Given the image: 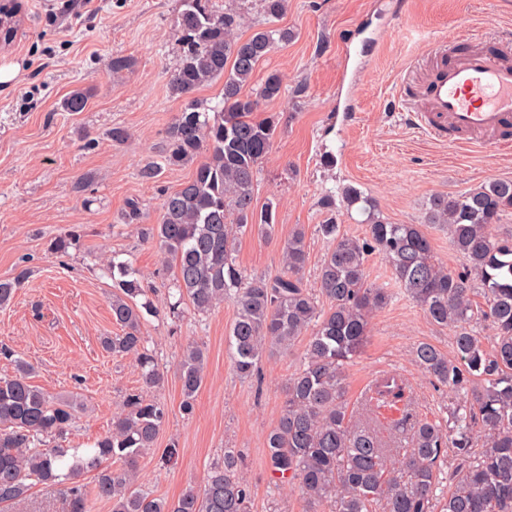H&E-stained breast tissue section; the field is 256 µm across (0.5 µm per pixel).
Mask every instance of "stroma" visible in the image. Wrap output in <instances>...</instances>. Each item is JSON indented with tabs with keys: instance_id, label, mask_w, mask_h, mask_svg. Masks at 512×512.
Wrapping results in <instances>:
<instances>
[{
	"instance_id": "35a3bbf8",
	"label": "stroma",
	"mask_w": 512,
	"mask_h": 512,
	"mask_svg": "<svg viewBox=\"0 0 512 512\" xmlns=\"http://www.w3.org/2000/svg\"><path fill=\"white\" fill-rule=\"evenodd\" d=\"M93 14L52 8L50 0H23L14 33L0 42V65L16 63V82L0 84V280L18 266L29 280L0 308V377L12 375L14 358L34 367L33 385L53 397L78 394L82 405L66 433L71 448H90L112 428L123 394L141 386L130 357L114 358L99 338L112 332V281L106 260L131 261L148 286L160 285V254L143 241L140 224L156 220L163 194L190 180L195 163L164 166L166 128L186 104L170 91L180 58V0H95ZM241 36L259 28H285L291 38L260 64L247 93L257 92L267 72L284 77L280 96L263 102L276 114L272 150L260 167L257 203L276 198L271 236L245 233L234 257L250 275L275 273L281 244L304 229L309 260L307 285H315L328 242L317 231L334 215L342 233L364 237L359 207L348 206L346 187L357 188L392 224H419L434 256L448 270L465 262L446 227L426 221L432 195H460L498 179H512V150L451 147L425 136L412 122L415 100L436 61L429 54L439 37L459 50L491 49L512 42V0H288L278 19L265 16L260 0H243ZM125 69L110 68L114 57ZM88 89L85 111L66 112L72 91ZM122 127L128 139L109 137ZM160 164L156 178L142 169ZM332 209H325L324 200ZM138 205L142 218L128 217ZM69 230L79 241L67 255L51 252V240ZM371 283L390 299L373 314L361 353L345 367L351 408L376 377L395 372L411 390L418 417L447 418L459 397L413 362L411 351L428 342L455 358L452 328L433 324L394 281L387 262L372 254ZM236 309L224 303L206 315L168 310L148 317L143 331L165 374L157 395L170 411L154 449L139 460L144 490L169 499L200 485L225 449L243 456L241 473L254 491L252 512H302L297 489L267 464L265 439L276 425L281 387L303 353L264 358L260 381L233 370L229 330ZM207 355L205 381L192 414L183 399L176 365L189 343ZM172 460H163L168 446Z\"/></svg>"
}]
</instances>
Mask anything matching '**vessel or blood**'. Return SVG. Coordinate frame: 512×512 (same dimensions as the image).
I'll return each mask as SVG.
<instances>
[{
  "label": "vessel or blood",
  "instance_id": "obj_1",
  "mask_svg": "<svg viewBox=\"0 0 512 512\" xmlns=\"http://www.w3.org/2000/svg\"><path fill=\"white\" fill-rule=\"evenodd\" d=\"M447 39L433 45L441 60L426 80L423 101L411 104L421 129L436 139L454 132L482 144L512 148V55L505 49L448 51Z\"/></svg>",
  "mask_w": 512,
  "mask_h": 512
}]
</instances>
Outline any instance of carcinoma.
I'll return each instance as SVG.
<instances>
[{"label":"carcinoma","instance_id":"carcinoma-1","mask_svg":"<svg viewBox=\"0 0 512 512\" xmlns=\"http://www.w3.org/2000/svg\"><path fill=\"white\" fill-rule=\"evenodd\" d=\"M181 57L170 88L187 96L224 80L223 105L201 109L189 103L168 126L164 161L169 166L206 154L193 177L164 194L157 222L139 227L173 268L165 284L169 313L184 302L207 314L226 302L236 308L229 348L236 374L251 379L264 355L290 351L305 338L304 361L282 385L277 424L266 439L271 469L296 483L304 512H512V240L495 241L490 228L512 210V179L492 181L459 196L435 195L428 223L448 227L452 248L465 269L451 272L435 260L427 234L418 224H390L376 216L353 187L344 189L348 205L367 206L368 232L362 239L340 232L333 217L318 225L328 240L317 274V291L304 283L308 260L306 233L296 229L282 246L283 265L274 275L247 276L234 258L238 234L256 226L268 233L277 223L278 203L261 207L255 199L259 168L270 153L277 128L273 115L261 117V103L281 94L283 78L270 72L259 95L245 93L259 64L286 29L239 36L244 14L231 6L220 12L212 0H181ZM89 94L76 90L65 101L82 112ZM74 231L56 237L51 249L65 254L75 246ZM378 253L407 295L436 325L454 329L457 358L434 345L417 344L415 364L451 390L472 399L449 412L444 424L416 418L407 410L389 426L410 432L408 445L386 447L379 415L399 409L407 383L397 374L375 380L367 398L374 418L353 422L345 365L363 347L370 315L389 299L387 289L367 282L369 257ZM112 323L120 329L101 338L114 356L133 358L144 384L122 397L112 430L84 451L62 445L77 400L54 399L31 384L32 367L16 360L15 374L0 378V512L28 498L38 484L59 486L68 512H94L96 501L112 512H250L252 490L239 475L240 454L224 449L197 487L175 499L155 496L139 482V458L156 444L169 419L165 404L148 394L165 377L142 331L146 316L157 313L132 263L110 262ZM31 274L22 268L0 281V306L9 304ZM477 276L484 305L471 298L469 280ZM144 297L137 303L136 298ZM491 321L495 344L482 349L471 325ZM206 356L190 343L177 363L183 400L190 413L204 383ZM485 444L476 447V439ZM453 452L457 465L446 496L439 498L441 462ZM93 474L94 486L80 482Z\"/></svg>","mask_w":512,"mask_h":512}]
</instances>
